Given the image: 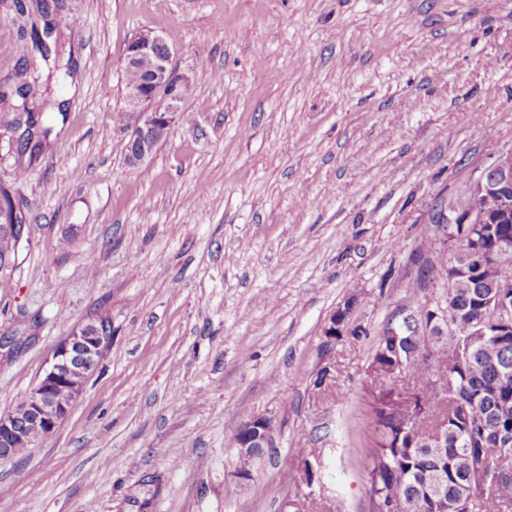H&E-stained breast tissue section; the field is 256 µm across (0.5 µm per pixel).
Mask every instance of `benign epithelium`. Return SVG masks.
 I'll return each mask as SVG.
<instances>
[{
	"label": "benign epithelium",
	"mask_w": 512,
	"mask_h": 512,
	"mask_svg": "<svg viewBox=\"0 0 512 512\" xmlns=\"http://www.w3.org/2000/svg\"><path fill=\"white\" fill-rule=\"evenodd\" d=\"M123 67H130L145 76L142 84L132 86L126 94L127 111L140 114L139 125L128 120L129 139L127 164L142 165L156 149V143L169 136L180 104L191 88L190 77L174 62V49L166 39L152 31L135 35L127 44ZM168 103L164 112L155 110L154 100ZM512 218V153L500 157L486 167L475 181L469 195L461 202L451 220L463 225L464 235L473 236L471 228L485 235L484 224H505ZM451 252L448 267L454 269L448 287L455 288L469 276V261L455 262ZM488 276L498 268L496 251L476 249L470 253ZM111 337L92 320L75 325L55 350L43 369L24 406L0 415V460L13 457L15 448L28 438L27 427L34 425L40 438L51 436L69 416L87 381L99 370ZM272 421L255 416L236 436L243 463L253 453L270 444Z\"/></svg>",
	"instance_id": "1"
}]
</instances>
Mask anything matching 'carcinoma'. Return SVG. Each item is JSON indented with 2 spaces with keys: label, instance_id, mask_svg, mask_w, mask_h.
Listing matches in <instances>:
<instances>
[{
  "label": "carcinoma",
  "instance_id": "cac0c4a2",
  "mask_svg": "<svg viewBox=\"0 0 512 512\" xmlns=\"http://www.w3.org/2000/svg\"><path fill=\"white\" fill-rule=\"evenodd\" d=\"M51 32L33 25L30 39L34 52L48 58L44 36ZM20 80L0 84V104L14 116L6 129L26 125L27 138L17 145L15 178L24 177L48 145L51 128L37 127L28 108L30 83ZM14 212L8 188L0 187V271L5 254L15 252L17 234L13 224H23ZM496 239L500 272L495 283H487L479 268L467 282L453 289L445 300L451 326L445 332L428 330L433 314L417 310V316L403 319L399 337L383 334L373 363L376 371L413 372L420 385L404 410L383 406L375 400L376 446L365 460L370 500L391 498L406 503L410 512H425L433 495L445 501L448 512H491V507L512 509V479L493 486L492 497L471 496L470 487L485 475V462L498 459L512 465V333L507 324L512 315L489 306V297L512 295V224H487ZM448 394V409L441 424L431 421L432 407L441 393Z\"/></svg>",
  "mask_w": 512,
  "mask_h": 512
}]
</instances>
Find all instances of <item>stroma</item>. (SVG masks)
Returning a JSON list of instances; mask_svg holds the SVG:
<instances>
[{
    "label": "stroma",
    "instance_id": "stroma-1",
    "mask_svg": "<svg viewBox=\"0 0 512 512\" xmlns=\"http://www.w3.org/2000/svg\"><path fill=\"white\" fill-rule=\"evenodd\" d=\"M53 18L55 72L0 0V78L37 77L52 125L12 183L28 223L0 288V414L75 324L109 316L112 340L56 432L0 461V512H369L375 348L447 292L448 220L512 153V0H62ZM142 31L192 85L131 167L122 58ZM248 411L273 431L245 463Z\"/></svg>",
    "mask_w": 512,
    "mask_h": 512
}]
</instances>
